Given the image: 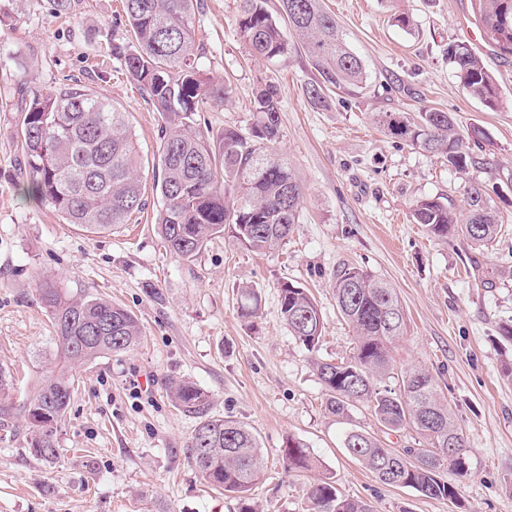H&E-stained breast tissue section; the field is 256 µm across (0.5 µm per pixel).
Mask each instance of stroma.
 I'll return each mask as SVG.
<instances>
[{
    "label": "stroma",
    "instance_id": "stroma-1",
    "mask_svg": "<svg viewBox=\"0 0 512 512\" xmlns=\"http://www.w3.org/2000/svg\"><path fill=\"white\" fill-rule=\"evenodd\" d=\"M324 0L366 79L331 89L325 106L307 90L320 76L302 48L255 58L240 36V0H196L200 64L229 81L230 102L199 113L213 132H249L256 91L280 96L278 151L302 187L298 224L285 244L257 254L224 237L192 261L166 250L152 190L164 119L112 56L113 41L131 43L122 0H82L73 18L48 0H0V396L10 415L0 424V512H240L239 499L204 482L186 455L200 420L175 409L174 379L209 396L208 414L244 422L259 437L265 473L250 495L256 512H305L316 475L333 477L341 496L375 512H512V378L502 373L512 343L499 335L512 319V57L497 56L473 13L472 0ZM407 13L409 29L392 21ZM468 41L499 88L496 109L460 85L448 47ZM79 85L106 94L130 114L146 188L142 213L92 235L66 224L25 196L17 142L19 109L35 88ZM450 113L461 133H485L466 170L391 135L384 112ZM480 186L498 222L495 240L477 246L456 235L441 240L414 223L416 200L463 205ZM356 265L391 283L405 309L407 333L392 344L395 377L414 365L435 376L462 429L469 471L445 470L456 502L379 484L342 443L364 430L387 447L418 441L415 429L386 430L371 410L338 417L308 352L281 319L279 285L307 288L322 313L320 358H348L354 333L331 288L337 267ZM56 282L70 295L112 300L142 329L130 351L73 372L74 389L59 423V448L46 466L28 451L23 404L52 366L57 347L37 285ZM259 291V318L238 308V290ZM304 443L316 472L283 467L288 439Z\"/></svg>",
    "mask_w": 512,
    "mask_h": 512
}]
</instances>
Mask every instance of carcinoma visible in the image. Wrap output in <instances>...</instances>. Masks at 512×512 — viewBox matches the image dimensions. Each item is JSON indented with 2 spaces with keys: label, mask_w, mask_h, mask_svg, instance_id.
Returning <instances> with one entry per match:
<instances>
[{
  "label": "carcinoma",
  "mask_w": 512,
  "mask_h": 512,
  "mask_svg": "<svg viewBox=\"0 0 512 512\" xmlns=\"http://www.w3.org/2000/svg\"><path fill=\"white\" fill-rule=\"evenodd\" d=\"M267 0H241L238 28L250 51L273 59L288 53L296 39L322 81L308 89L310 101L324 106V88L356 86L363 81L360 59L342 38L323 0H278V15ZM508 0H474L476 18L502 57L512 56V18ZM125 15L137 42L130 48L112 43L121 62L165 116L160 145L161 174L153 190L161 206L156 224L170 254L192 259L209 240L228 236L242 247L265 252L285 243L299 222L302 189L294 171L275 151L280 139L278 89L267 84L254 98L249 135L235 129L211 136L196 115L232 88L208 76L195 46L194 0H124ZM448 57L465 91L487 107H497L498 87L482 58L465 41L448 48ZM20 150L27 192L47 204L66 224L91 234L111 231L146 206L128 113L108 96L80 86L31 92L22 109ZM390 134L442 155L458 170L471 159L470 137L459 133L451 115L430 109L414 118L385 112ZM413 221L435 237L462 231L474 244L497 235L494 213L482 191L472 186L459 208L449 200L423 198L413 205ZM336 303L356 335L350 357L328 362L315 355L324 328L315 300L288 281L280 284V313L289 331L311 354V363L327 395V408L343 417L362 404L389 430L413 427L423 436L419 455L411 447L387 448L368 433L351 430L343 445L348 454L384 486L410 487L430 498L458 499V489L443 479L451 469L469 470L462 431L441 398L433 375L424 368L401 373L399 391L382 385L392 374L390 345L404 335L406 322L396 291L383 279L344 265L333 276ZM42 305L57 336V361L38 384L23 418L30 454L45 465L57 459L55 433L71 400L70 372L106 355L137 346L142 330L137 317L112 301L66 295L52 284L40 288ZM259 294L240 292V315L252 318ZM169 397L181 411L201 418L187 457L212 487L236 495L242 512H254L247 494L264 475V457L256 434L244 423L207 416L208 395L188 379L173 380ZM290 471L308 472L316 461L305 444L288 439L283 457ZM308 512H373L372 506L338 494L330 478L317 479Z\"/></svg>",
  "instance_id": "cac0c4a2"
}]
</instances>
